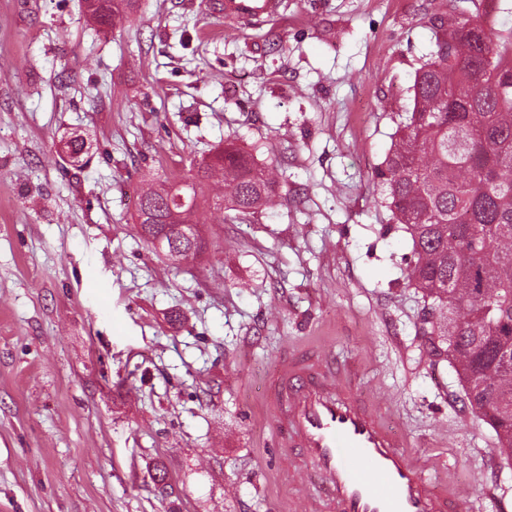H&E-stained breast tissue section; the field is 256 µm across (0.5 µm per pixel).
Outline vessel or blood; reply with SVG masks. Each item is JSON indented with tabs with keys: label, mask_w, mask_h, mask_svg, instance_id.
<instances>
[{
	"label": "vessel or blood",
	"mask_w": 512,
	"mask_h": 512,
	"mask_svg": "<svg viewBox=\"0 0 512 512\" xmlns=\"http://www.w3.org/2000/svg\"><path fill=\"white\" fill-rule=\"evenodd\" d=\"M282 0H220L217 15L234 25H261L279 14ZM266 404L285 424L280 444L295 467L323 489L298 494L294 512H459L454 479L433 481L441 461L419 462L386 423L378 399L363 394L329 349L279 357Z\"/></svg>",
	"instance_id": "vessel-or-blood-1"
}]
</instances>
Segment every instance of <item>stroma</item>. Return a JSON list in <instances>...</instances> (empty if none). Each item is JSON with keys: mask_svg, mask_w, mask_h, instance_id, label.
<instances>
[{"mask_svg": "<svg viewBox=\"0 0 512 512\" xmlns=\"http://www.w3.org/2000/svg\"><path fill=\"white\" fill-rule=\"evenodd\" d=\"M451 13L512 30V0H284L258 28L138 0L106 34L80 0H0V512H292L262 395L295 345L385 392L470 512H512L375 177ZM229 137L277 162L278 207L208 212L201 261L159 259L137 195Z\"/></svg>", "mask_w": 512, "mask_h": 512, "instance_id": "obj_1", "label": "stroma"}]
</instances>
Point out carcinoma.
<instances>
[{
  "label": "carcinoma",
  "instance_id": "cac0c4a2",
  "mask_svg": "<svg viewBox=\"0 0 512 512\" xmlns=\"http://www.w3.org/2000/svg\"><path fill=\"white\" fill-rule=\"evenodd\" d=\"M86 18L104 28L129 20L135 0H82ZM431 58L415 73L412 108L394 133L378 173L385 203L412 242L405 284L427 301L422 335L435 336L474 416L512 459V32L461 33L466 19L429 20ZM277 167L227 140L180 185L141 193L161 227L166 259L172 242L190 261L203 236L180 240L205 207L224 206V220L269 210L279 198Z\"/></svg>",
  "mask_w": 512,
  "mask_h": 512
}]
</instances>
